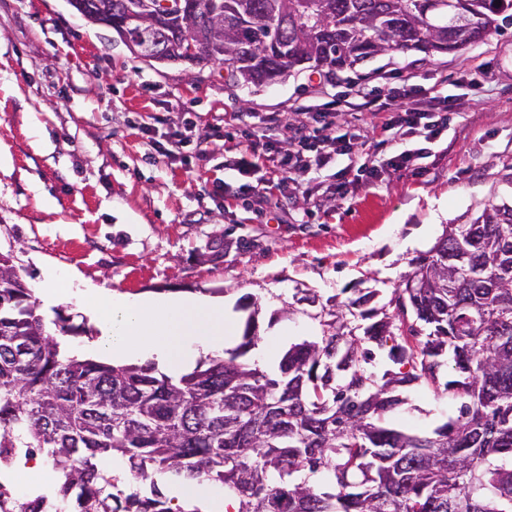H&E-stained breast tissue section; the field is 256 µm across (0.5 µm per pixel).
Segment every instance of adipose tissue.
Returning <instances> with one entry per match:
<instances>
[{
	"mask_svg": "<svg viewBox=\"0 0 512 512\" xmlns=\"http://www.w3.org/2000/svg\"><path fill=\"white\" fill-rule=\"evenodd\" d=\"M99 331L89 348L112 364L152 362L172 375L223 350L236 328L220 299L194 294L128 296L87 288L74 296Z\"/></svg>",
	"mask_w": 512,
	"mask_h": 512,
	"instance_id": "ef3b65f1",
	"label": "adipose tissue"
}]
</instances>
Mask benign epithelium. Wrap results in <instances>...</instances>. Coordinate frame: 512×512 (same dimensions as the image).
<instances>
[{"instance_id": "1", "label": "benign epithelium", "mask_w": 512, "mask_h": 512, "mask_svg": "<svg viewBox=\"0 0 512 512\" xmlns=\"http://www.w3.org/2000/svg\"><path fill=\"white\" fill-rule=\"evenodd\" d=\"M71 6L87 21L107 27L123 40L127 47L142 59L158 64L166 63L172 52L182 51L190 58L192 66H210L218 59L204 52L208 33L202 31L192 19L193 6L187 0H142L138 3H126L125 14L121 18L112 17V13L90 0H69ZM162 14L175 21L180 31L178 44L171 45L160 37L152 35L150 19Z\"/></svg>"}]
</instances>
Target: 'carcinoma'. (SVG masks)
I'll return each instance as SVG.
<instances>
[{
    "label": "carcinoma",
    "instance_id": "carcinoma-1",
    "mask_svg": "<svg viewBox=\"0 0 512 512\" xmlns=\"http://www.w3.org/2000/svg\"><path fill=\"white\" fill-rule=\"evenodd\" d=\"M428 2L224 0L221 62L232 83L260 86L386 51L456 52L496 18L512 24V0L429 13ZM412 265L395 317L375 319L359 297L360 322L325 321L274 376L243 360L259 339L250 319L228 357L175 381L71 353L84 324L57 310L60 337L48 332L0 253V470L20 455L51 460L32 502L0 485V512H201L168 506L161 477L219 484L233 512H512V206L449 225ZM378 352L402 370L377 375ZM446 357L455 376L443 383ZM413 384L448 391L457 414L428 435L384 424ZM115 454L127 483L100 468Z\"/></svg>",
    "mask_w": 512,
    "mask_h": 512
}]
</instances>
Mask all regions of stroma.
Wrapping results in <instances>:
<instances>
[{
  "mask_svg": "<svg viewBox=\"0 0 512 512\" xmlns=\"http://www.w3.org/2000/svg\"><path fill=\"white\" fill-rule=\"evenodd\" d=\"M406 75L419 92L398 108H424L430 88L453 103L431 142L393 138L389 113L367 105ZM336 95L351 105L327 134L348 135L353 155L336 157L308 192L263 153L249 156L247 174L228 169L264 118L283 152L300 108L325 110ZM419 147L415 168L390 165ZM342 170L341 197L332 187ZM258 187L269 207L256 205ZM491 202L512 206V25L448 54L388 51L331 82L302 70L234 87L223 65L145 63L68 0H0V252L14 253L27 288L43 264L61 273L60 300L39 306L47 319L78 315L73 276L118 293L218 297L237 329L256 316L260 339L247 358L271 372L349 300L369 293L372 307L388 305L411 260ZM401 394L385 422L409 432L456 412L444 391Z\"/></svg>",
  "mask_w": 512,
  "mask_h": 512,
  "instance_id": "stroma-1",
  "label": "stroma"
}]
</instances>
